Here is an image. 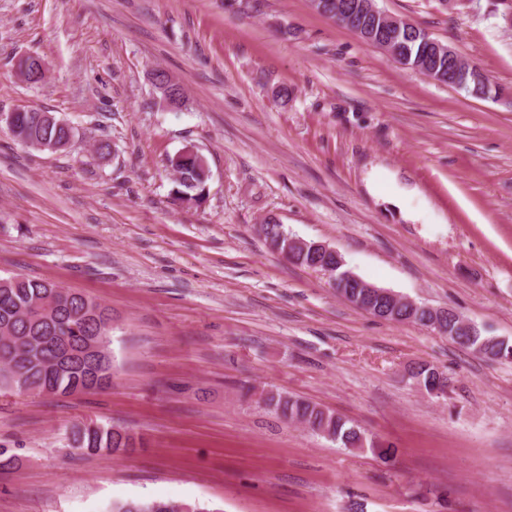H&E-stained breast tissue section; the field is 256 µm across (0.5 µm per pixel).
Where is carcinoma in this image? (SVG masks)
<instances>
[{
    "label": "carcinoma",
    "mask_w": 512,
    "mask_h": 512,
    "mask_svg": "<svg viewBox=\"0 0 512 512\" xmlns=\"http://www.w3.org/2000/svg\"><path fill=\"white\" fill-rule=\"evenodd\" d=\"M408 68L425 74L448 67V60H426L422 41L409 43ZM21 144L43 149L68 147L73 128L51 122L46 112L25 109L15 112L8 125ZM180 177L175 179V194L180 200L199 204L206 197L209 167L203 156L178 155L171 160ZM110 312L87 295L70 296L55 283L11 277L0 283V384L33 394L71 395L96 393L108 385L105 377L92 370L82 357L81 346L87 336L110 335ZM474 354L491 360L512 359V345L477 329L459 342ZM409 379L429 393L448 390V378L436 366L421 363L409 371ZM260 403L269 412L289 423L340 442L346 448H376L361 427L309 401L267 391ZM76 455L106 452L125 455L144 447L142 437L120 426L77 424L70 433ZM109 512H209L196 502L131 499L114 501Z\"/></svg>",
    "instance_id": "obj_1"
}]
</instances>
